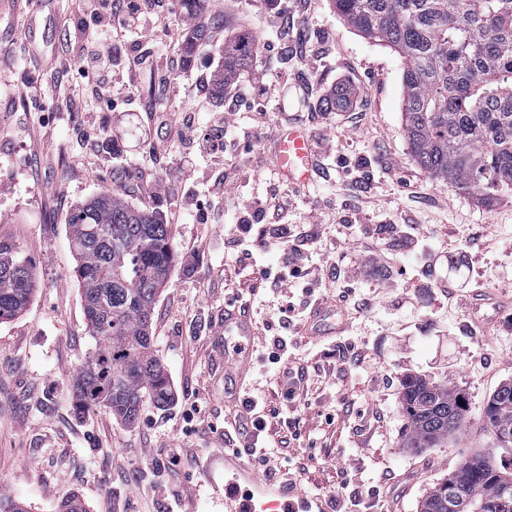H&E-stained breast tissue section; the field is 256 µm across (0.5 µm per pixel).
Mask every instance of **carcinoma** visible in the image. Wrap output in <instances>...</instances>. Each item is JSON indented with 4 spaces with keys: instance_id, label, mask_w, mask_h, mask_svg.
<instances>
[{
    "instance_id": "obj_1",
    "label": "carcinoma",
    "mask_w": 512,
    "mask_h": 512,
    "mask_svg": "<svg viewBox=\"0 0 512 512\" xmlns=\"http://www.w3.org/2000/svg\"><path fill=\"white\" fill-rule=\"evenodd\" d=\"M336 13L368 39L390 46L402 64L405 133L419 165L434 179L492 201L512 192V0H332ZM200 14L183 41L185 57L212 46L221 16L206 0H183ZM250 32L224 40L223 68L211 79L216 96L252 62ZM67 229L89 336L94 341L73 382L75 411L98 408L135 422L143 399L166 406L173 392L153 346L157 297L173 262L171 225L108 190L79 203ZM36 280L15 244L0 241V321L19 316ZM468 400L447 383L419 376L402 381L401 409L411 448H436L458 437ZM499 448H512V383L497 389L481 416ZM453 509H448V504ZM58 512H88L72 494ZM0 512L29 505L0 493ZM421 512H512V461L498 466L479 452L434 484Z\"/></svg>"
}]
</instances>
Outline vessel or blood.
<instances>
[{"label":"vessel or blood","instance_id":"vessel-or-blood-1","mask_svg":"<svg viewBox=\"0 0 512 512\" xmlns=\"http://www.w3.org/2000/svg\"><path fill=\"white\" fill-rule=\"evenodd\" d=\"M279 170L284 178L307 183L317 171L315 143L300 125L284 129L275 144ZM256 328L241 307L225 305L224 319L212 337L217 357L226 375L245 379L253 367V338ZM250 448L224 450V512H335L328 500L300 496L296 484L279 480L248 463Z\"/></svg>","mask_w":512,"mask_h":512}]
</instances>
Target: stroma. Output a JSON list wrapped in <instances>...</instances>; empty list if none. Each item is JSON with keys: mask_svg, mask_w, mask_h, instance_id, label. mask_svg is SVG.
<instances>
[{"mask_svg": "<svg viewBox=\"0 0 512 512\" xmlns=\"http://www.w3.org/2000/svg\"><path fill=\"white\" fill-rule=\"evenodd\" d=\"M83 0H6L0 7V240L31 260L36 292L21 316L0 322V488L31 512H56L72 493L90 512H224L225 445L282 442L305 464L304 491L342 488L345 512H420L429 489L471 452L503 454L478 414L491 394L512 382V310L495 332L469 338L467 306L450 307L448 289L474 282L512 292V192L490 205L433 179L417 163L405 134L398 54L362 37L330 0H213L224 19L212 48L181 61L165 94L149 70L134 69L132 42L119 49L114 78L130 77L137 103L110 110L88 99L81 73ZM251 30L259 51L238 79L240 98L216 99L202 88L221 62L226 37ZM353 89L349 108L327 111L334 88ZM156 100L162 119L192 113L197 126L248 129L254 150L237 166L239 147L223 165L197 160L186 180L185 151L175 147L137 168L160 135L141 104ZM286 113L313 134L321 169L307 184L289 185L290 224H314L336 242L345 283L362 299L353 316L325 309L320 335L297 334L275 314L266 271L281 252L265 253L262 225L247 243L252 259L224 246L235 223L224 198L241 204L280 180L274 129L257 113ZM106 137L82 138L85 121ZM158 212L172 227L174 259L153 315L154 350L174 393L169 406L144 401L135 424L101 409L74 411L72 381L94 346L88 335L76 265L67 235L73 206L106 190ZM204 201L183 212L182 194ZM416 225L423 249L399 225ZM351 239H344V231ZM376 259L365 257V249ZM247 299L257 322L255 365L246 394L264 398L267 427L240 434L224 402V370L210 341L228 303ZM288 350L276 359L275 340ZM299 359L311 376L308 395L292 404L280 372ZM415 374L463 390L471 404L464 433L438 448H406L401 382ZM333 415L326 423L325 415ZM184 449L174 468L164 451ZM343 457L344 468L330 459Z\"/></svg>", "mask_w": 512, "mask_h": 512, "instance_id": "stroma-1", "label": "stroma"}]
</instances>
